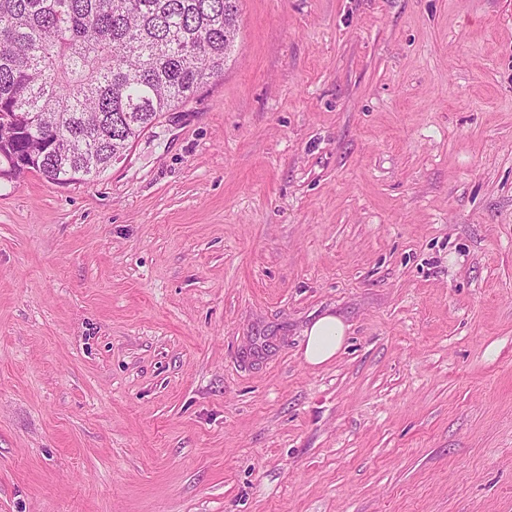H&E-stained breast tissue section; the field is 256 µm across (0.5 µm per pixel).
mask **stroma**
<instances>
[{
	"instance_id": "stroma-1",
	"label": "stroma",
	"mask_w": 512,
	"mask_h": 512,
	"mask_svg": "<svg viewBox=\"0 0 512 512\" xmlns=\"http://www.w3.org/2000/svg\"><path fill=\"white\" fill-rule=\"evenodd\" d=\"M0 512H512V0H240L123 160L0 178ZM347 329L343 318L333 313L316 319L305 331L304 361L311 366L332 362L343 349Z\"/></svg>"
}]
</instances>
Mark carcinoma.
Segmentation results:
<instances>
[{
    "label": "carcinoma",
    "mask_w": 512,
    "mask_h": 512,
    "mask_svg": "<svg viewBox=\"0 0 512 512\" xmlns=\"http://www.w3.org/2000/svg\"><path fill=\"white\" fill-rule=\"evenodd\" d=\"M239 0H0V176L92 180L221 75Z\"/></svg>",
    "instance_id": "carcinoma-1"
}]
</instances>
